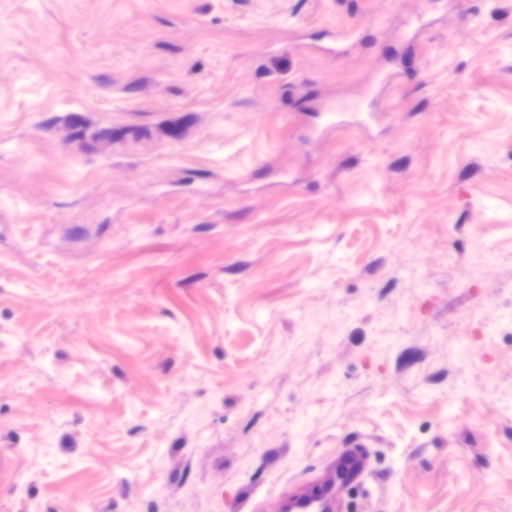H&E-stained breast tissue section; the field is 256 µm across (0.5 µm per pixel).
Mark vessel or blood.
Here are the masks:
<instances>
[{"mask_svg": "<svg viewBox=\"0 0 512 512\" xmlns=\"http://www.w3.org/2000/svg\"><path fill=\"white\" fill-rule=\"evenodd\" d=\"M366 469L362 443H351L339 451L325 479L296 496V512H331V506L342 492L357 481Z\"/></svg>", "mask_w": 512, "mask_h": 512, "instance_id": "b4317fda", "label": "vessel or blood"}]
</instances>
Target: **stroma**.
I'll list each match as a JSON object with an SVG mask.
<instances>
[{"label":"stroma","mask_w":512,"mask_h":512,"mask_svg":"<svg viewBox=\"0 0 512 512\" xmlns=\"http://www.w3.org/2000/svg\"><path fill=\"white\" fill-rule=\"evenodd\" d=\"M356 436L340 512H512V0H0V512Z\"/></svg>","instance_id":"stroma-1"}]
</instances>
